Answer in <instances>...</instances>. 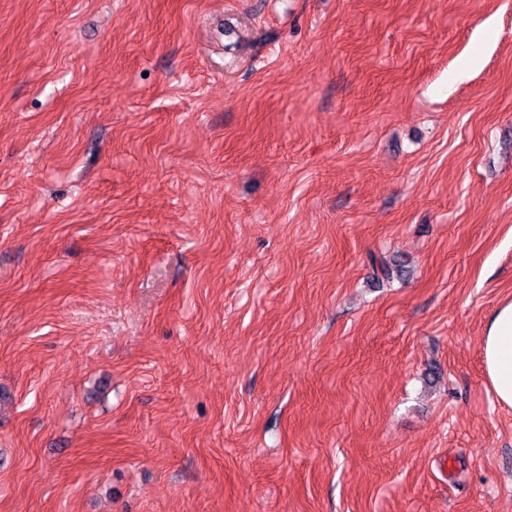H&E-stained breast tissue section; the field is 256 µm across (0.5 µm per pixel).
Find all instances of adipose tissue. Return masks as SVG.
Segmentation results:
<instances>
[{
  "instance_id": "1",
  "label": "adipose tissue",
  "mask_w": 512,
  "mask_h": 512,
  "mask_svg": "<svg viewBox=\"0 0 512 512\" xmlns=\"http://www.w3.org/2000/svg\"><path fill=\"white\" fill-rule=\"evenodd\" d=\"M480 350L495 402L502 408L512 409V300L495 310Z\"/></svg>"
}]
</instances>
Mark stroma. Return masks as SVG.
<instances>
[{
	"label": "stroma",
	"instance_id": "1",
	"mask_svg": "<svg viewBox=\"0 0 512 512\" xmlns=\"http://www.w3.org/2000/svg\"><path fill=\"white\" fill-rule=\"evenodd\" d=\"M510 298L512 0H0V512H512ZM480 350L495 402L502 408L512 409V300L495 310Z\"/></svg>",
	"mask_w": 512,
	"mask_h": 512
}]
</instances>
